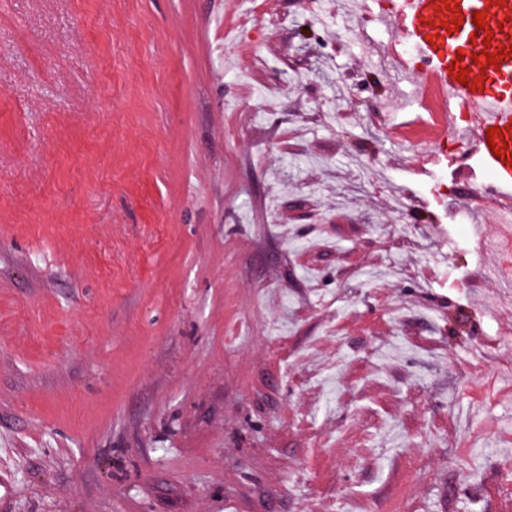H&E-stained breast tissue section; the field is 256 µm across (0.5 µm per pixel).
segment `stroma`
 <instances>
[{
	"label": "stroma",
	"mask_w": 512,
	"mask_h": 512,
	"mask_svg": "<svg viewBox=\"0 0 512 512\" xmlns=\"http://www.w3.org/2000/svg\"><path fill=\"white\" fill-rule=\"evenodd\" d=\"M395 2L0 0V512H504L512 223L390 139Z\"/></svg>",
	"instance_id": "1"
}]
</instances>
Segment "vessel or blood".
Returning <instances> with one entry per match:
<instances>
[{"mask_svg": "<svg viewBox=\"0 0 512 512\" xmlns=\"http://www.w3.org/2000/svg\"><path fill=\"white\" fill-rule=\"evenodd\" d=\"M441 0H398L396 18L405 43L412 46L413 57L420 74L435 87L438 95L433 109L450 115L459 106L477 112L474 129L477 159L488 179L478 196L484 201L496 202L502 211L512 213V163L495 156L487 143L488 129L499 127L505 131V140L512 145V58L499 65L480 69L473 64L474 54L483 48L496 51L512 47V0L500 4L499 0H448V8H440ZM460 7L463 24L459 30L447 31L452 7ZM485 14L486 24L494 36L490 43H472L476 28L473 12ZM460 58L462 67L468 68L470 78L483 83L479 91L460 84L449 69L453 58Z\"/></svg>", "mask_w": 512, "mask_h": 512, "instance_id": "vessel-or-blood-1", "label": "vessel or blood"}]
</instances>
